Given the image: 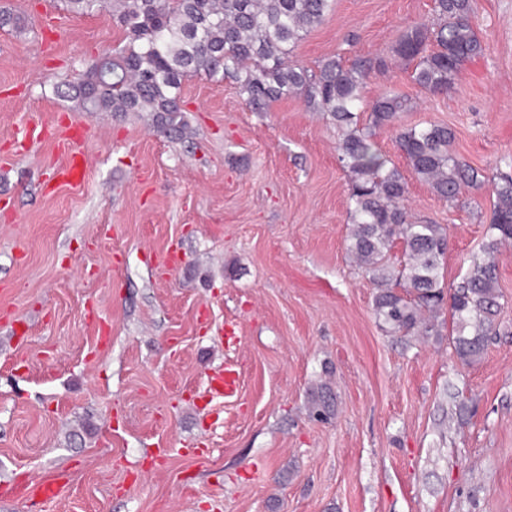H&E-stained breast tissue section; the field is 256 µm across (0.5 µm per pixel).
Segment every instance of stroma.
I'll return each mask as SVG.
<instances>
[{"label":"stroma","mask_w":512,"mask_h":512,"mask_svg":"<svg viewBox=\"0 0 512 512\" xmlns=\"http://www.w3.org/2000/svg\"><path fill=\"white\" fill-rule=\"evenodd\" d=\"M0 483L66 472L40 512H512V242L496 251L499 332L459 360L380 327L350 262L339 132L302 97L250 111L226 81L182 82L185 139L148 113L81 111L57 94L124 45L110 13L0 0ZM485 44L447 94L392 49L434 0H336L288 61L385 57L410 100L374 140L406 172L409 216L448 233L444 282L490 241L492 180L512 160V0H473ZM448 126L485 177L456 203L408 174L397 127ZM85 174L61 181L62 135ZM237 398L208 393L224 364ZM334 417L314 418L323 389Z\"/></svg>","instance_id":"35a3bbf8"}]
</instances>
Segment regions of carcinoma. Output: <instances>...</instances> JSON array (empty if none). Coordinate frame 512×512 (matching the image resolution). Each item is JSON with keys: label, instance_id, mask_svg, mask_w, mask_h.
<instances>
[{"label": "carcinoma", "instance_id": "cac0c4a2", "mask_svg": "<svg viewBox=\"0 0 512 512\" xmlns=\"http://www.w3.org/2000/svg\"><path fill=\"white\" fill-rule=\"evenodd\" d=\"M335 0H65L76 15L112 12L127 43L97 61L76 83L56 87L78 100L84 112H147L171 138L188 125L182 81L205 74L228 79L253 112L302 96L317 112L330 115L341 132L339 161L351 174L347 250L378 286L374 313L382 327L412 336L436 330L432 317L448 310V341L457 358L471 364L497 335L501 307L494 255L512 239V175L493 183L492 237L469 271L446 288L441 282L447 232L441 224L414 221L403 207L407 182L379 151L373 130L393 126L409 99L392 88L365 99L372 73L386 68L381 58H355L345 65L327 59L312 72L285 59L287 47L321 24ZM436 21L404 33L393 48L412 66L410 77L431 95L448 92L455 75L484 53L472 23V0H434ZM368 118H363V114ZM453 131L429 123L400 128L396 144L411 172L452 204L465 186L479 187L482 174L452 150ZM401 245L402 257L390 253Z\"/></svg>", "mask_w": 512, "mask_h": 512}]
</instances>
